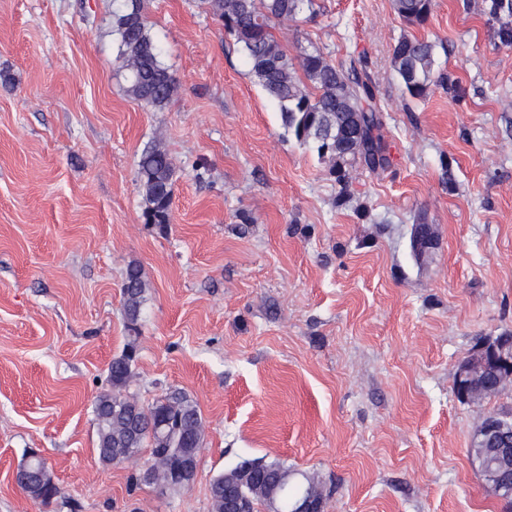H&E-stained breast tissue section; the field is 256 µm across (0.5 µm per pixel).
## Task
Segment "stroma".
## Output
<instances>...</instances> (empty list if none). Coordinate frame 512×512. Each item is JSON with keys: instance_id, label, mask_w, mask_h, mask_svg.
Masks as SVG:
<instances>
[{"instance_id": "obj_1", "label": "stroma", "mask_w": 512, "mask_h": 512, "mask_svg": "<svg viewBox=\"0 0 512 512\" xmlns=\"http://www.w3.org/2000/svg\"><path fill=\"white\" fill-rule=\"evenodd\" d=\"M321 2L276 35L367 57L392 157L351 169L343 202L195 0L146 2L179 83L160 110L125 92L112 0H0V512H211L212 479L245 459L317 479L324 512H504L469 448L512 385L467 403L454 379L480 339L512 334V48L482 0H435L421 26L391 0ZM404 36L445 44L460 97L405 93ZM154 140L177 170L164 226L136 182ZM421 221L438 241L418 257ZM132 264L149 292L129 391L182 390L205 422L186 490L131 488L149 449L96 453ZM32 449L66 504L14 484Z\"/></svg>"}]
</instances>
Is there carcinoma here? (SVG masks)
Returning a JSON list of instances; mask_svg holds the SVG:
<instances>
[{
    "label": "carcinoma",
    "instance_id": "obj_1",
    "mask_svg": "<svg viewBox=\"0 0 512 512\" xmlns=\"http://www.w3.org/2000/svg\"><path fill=\"white\" fill-rule=\"evenodd\" d=\"M199 7L224 25L250 66V74L280 108L282 124L296 141L310 147L330 163L336 175L339 197L348 195L347 169L359 166L372 173L392 165L383 135V120L377 93L361 57L333 63L317 50L301 49L288 55L274 34L276 25L293 20L307 10L316 13L317 0H198ZM484 13L498 22L494 37L512 47V0H484ZM397 15L412 25H422L433 9V0H393ZM112 31L117 35L120 68L125 71L126 93L140 103L163 108L177 92L176 77L163 64L151 34L144 0H116ZM443 44L415 37H401L393 47L392 63L412 99H424L434 87L454 97L461 86L437 71L438 49ZM175 166L158 140L147 145L139 158L136 182L142 190V216L147 224H167L174 194ZM147 281L138 265L128 267L122 287L123 313L129 332L122 353L108 369L110 389L93 401L98 459L119 465L150 448L148 475L136 474L131 486H155L160 491L184 489L194 477L167 481L175 459L192 455L188 438L201 444L204 425L197 403L174 391L145 406L126 393L133 379L139 335L138 321L146 301ZM290 470L277 462L244 460L217 475L210 484L212 512H224V491L240 492L248 509L265 504L269 512H291L296 496L309 488L310 479L279 485ZM49 505L62 497L60 487L46 488L40 482L22 487Z\"/></svg>",
    "mask_w": 512,
    "mask_h": 512
}]
</instances>
